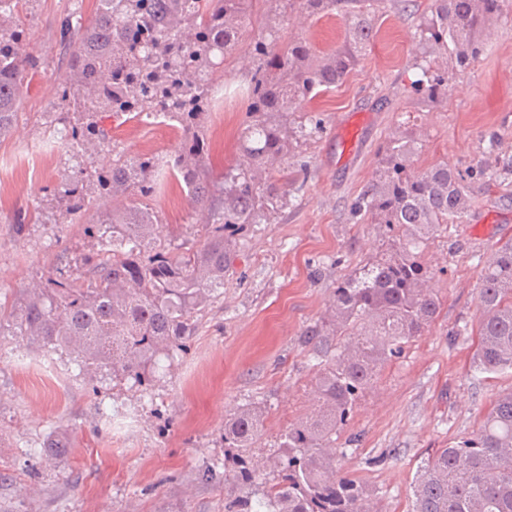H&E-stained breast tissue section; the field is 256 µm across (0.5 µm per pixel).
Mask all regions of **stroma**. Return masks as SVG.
<instances>
[{
	"instance_id": "stroma-1",
	"label": "stroma",
	"mask_w": 512,
	"mask_h": 512,
	"mask_svg": "<svg viewBox=\"0 0 512 512\" xmlns=\"http://www.w3.org/2000/svg\"><path fill=\"white\" fill-rule=\"evenodd\" d=\"M430 0H386L376 35L358 66L335 90L305 101L322 133L302 145L287 203L266 224L235 236L224 293L203 314L189 349L160 361L150 385L81 376L70 357L56 368L35 362L44 349L0 336V512H224L223 488L194 479L224 464V420L243 405L266 411L259 455L277 456L289 424L311 413L316 366L302 328L327 314L339 278L385 252V225L363 223L353 203L377 179L394 136L411 133L423 147L422 169L439 162L495 169L512 160V27L498 22L485 53L448 81L447 94L413 92L418 66L431 56L416 35ZM98 0H25L20 20L38 67L25 81L15 130L0 137V300L56 271L77 277L97 248L86 228L112 205L91 195L87 210L68 212L61 184L77 175L95 182L117 158L170 157L184 137L177 122L151 115L125 122L101 116L110 140L72 139L79 113L61 119L57 78L66 68L59 22L91 23ZM273 32L278 43L303 38L327 51L344 38L331 14L306 18L283 0H255L246 36ZM256 62L247 47L225 57L212 77L204 132L213 181L240 162ZM466 223L449 225L426 246V286L440 299L431 327L405 345L360 398L336 435L349 474L379 493L378 512H410L417 470L437 450L471 436L495 392L512 390V373L487 379L473 370L478 332V273L512 239V179H475ZM158 241L203 242L208 212L188 208L181 187L164 184L148 201ZM24 225H17V218ZM358 442H349L351 434ZM68 441L55 458L40 456L50 439Z\"/></svg>"
}]
</instances>
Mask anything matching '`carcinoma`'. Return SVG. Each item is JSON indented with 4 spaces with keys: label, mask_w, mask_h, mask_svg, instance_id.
Masks as SVG:
<instances>
[{
    "label": "carcinoma",
    "mask_w": 512,
    "mask_h": 512,
    "mask_svg": "<svg viewBox=\"0 0 512 512\" xmlns=\"http://www.w3.org/2000/svg\"><path fill=\"white\" fill-rule=\"evenodd\" d=\"M23 0H0V136L17 118L23 83L36 60L22 52ZM95 21L71 15L60 21V43L70 62L58 77L64 110L86 122L76 139L100 143L109 131L96 114L128 120L142 113L175 121L185 137L177 156L160 163L149 155L118 159L98 173L96 192L129 199L88 226L99 249L83 279L49 277L0 307V336H28L41 347L73 354L80 371L152 381L161 358L188 349L199 320L224 289L234 243L225 231L265 224L286 205V184L271 180L275 165L295 157L300 140L318 134V119L302 110L309 97L342 84L373 40L385 0H288L309 17L332 13L344 40L327 53L294 39L279 52L260 34L250 44L259 61L248 87L241 132L243 163L224 170V183L206 174L207 146L201 118L209 109V83L245 32L251 0H99ZM512 0H431L419 37L464 73L484 54L490 23ZM416 90L431 96L448 79L421 67ZM419 151L407 137L391 139L380 158L378 180L355 201V213L384 224L393 238L382 256L336 282L328 315L306 325L302 344L319 366L313 411L282 435L278 460L266 463L255 448L265 411L238 409L224 422V447L233 450V474L212 466L199 472L209 484L233 480L224 512H370L374 491L342 473L336 434L352 417L362 394L385 363L432 323L439 299L424 284L430 271L422 252L438 231L462 224L471 213L470 183L494 172L437 163L413 169ZM184 186L188 206L209 211L212 224L200 246L164 245L155 236L156 213L142 204L156 189L155 170ZM69 210L81 211L86 193L79 179L65 183ZM480 320L475 371L512 370V241L499 246L478 276ZM276 475L265 477L267 468ZM412 512H512V391L493 397L472 437L443 448L417 471Z\"/></svg>",
    "instance_id": "1"
}]
</instances>
